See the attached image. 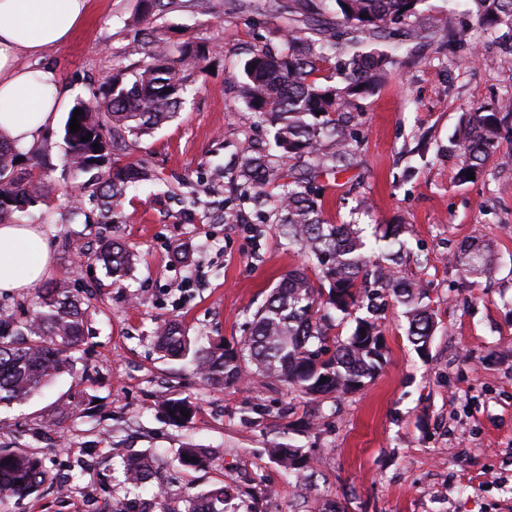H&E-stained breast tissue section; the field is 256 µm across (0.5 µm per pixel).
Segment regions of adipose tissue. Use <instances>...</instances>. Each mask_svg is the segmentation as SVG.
I'll list each match as a JSON object with an SVG mask.
<instances>
[{"mask_svg":"<svg viewBox=\"0 0 512 512\" xmlns=\"http://www.w3.org/2000/svg\"><path fill=\"white\" fill-rule=\"evenodd\" d=\"M89 12V0H0V139L39 145L60 97L52 71L27 58L65 44ZM51 252L33 224H0V291L24 293L49 272Z\"/></svg>","mask_w":512,"mask_h":512,"instance_id":"adipose-tissue-1","label":"adipose tissue"}]
</instances>
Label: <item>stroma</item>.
Returning a JSON list of instances; mask_svg holds the SVG:
<instances>
[{"mask_svg":"<svg viewBox=\"0 0 512 512\" xmlns=\"http://www.w3.org/2000/svg\"><path fill=\"white\" fill-rule=\"evenodd\" d=\"M213 2L146 22L139 0H92L70 39L40 61L71 105L143 59L146 25L172 45L214 48L192 72L177 117L129 148V159L155 178L129 189L117 223L69 222L63 192L30 210L28 223L51 249L48 281L90 297L93 313L83 364L27 403L0 406V442L38 453L47 470L39 490L5 512H108L117 500L147 512L151 495L129 496L112 456L117 446L156 456L172 512H184L188 494L232 480L247 491L229 501L230 512H512V124L475 181H458V160L448 153L462 113L512 96V52L486 39L464 6L423 0L424 30L393 50L385 81L358 102L350 168L314 180L328 222L359 225L367 242L384 225H405L396 269L426 289L438 321L427 355L414 351L406 318L388 304L379 320L387 363L357 392L313 398L257 374L213 388L191 359L161 358L153 332L174 320L191 339L234 346L280 278L304 261L278 225L234 198L224 172L243 142L274 149L269 125L239 99L234 78L252 49L281 47L293 21L307 17L302 0L288 13ZM462 30L469 39L461 48L443 44V34ZM65 120L58 115L24 160L54 164L50 177L61 189L70 183L58 168ZM203 178L212 192L185 223ZM103 237L139 255L122 287L71 247L77 238L94 249ZM478 238L495 244L499 269L475 286L452 258ZM181 398L197 407L185 425L163 408ZM61 401L73 414L45 429ZM188 443L207 449L205 468L180 464ZM280 443L307 452L311 478L288 476L270 457Z\"/></svg>","mask_w":512,"mask_h":512,"instance_id":"1","label":"stroma"}]
</instances>
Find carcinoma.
I'll use <instances>...</instances> for the list:
<instances>
[{"mask_svg":"<svg viewBox=\"0 0 512 512\" xmlns=\"http://www.w3.org/2000/svg\"><path fill=\"white\" fill-rule=\"evenodd\" d=\"M144 15L163 9L191 8L202 0H140ZM336 28L319 44L308 35V25L289 29L285 48H259L245 60L238 95L258 119L274 128L277 154H262L248 144L242 146L235 181L243 199H272L282 234L308 254L315 277L306 268L286 273L269 297L253 314L240 347L220 344L201 347L175 322H164L154 330V341L163 357L191 358L204 382L222 388L240 382L242 374L257 373L303 394L317 397L346 394L373 379L385 362L384 342L375 314L379 300L388 294L408 319V341L418 354L427 351L437 322L426 292L419 284L398 278L388 267L374 262L354 224H331L318 203L317 188L309 174L340 173L352 155L350 113L355 102L375 91L393 65V57L376 47L360 49L364 42H384L399 36H417L425 25L420 10L424 0H332ZM472 12L482 32L512 40V0H471ZM342 41L352 51L336 59L339 81L322 83L317 74L330 61L329 52ZM210 53L202 43L187 40L177 52L169 50L163 33H146L149 61L132 70L110 76L89 97L79 99L68 112L63 127L65 152L62 167L72 184L86 189L78 179L93 170L105 176L101 190L88 195L98 211V222L113 224L126 191L153 178L142 163L124 160L129 142L172 120L188 92L192 70ZM80 129L70 130L74 109ZM512 114V97L495 111L468 112L460 116L456 136L448 152L459 160L457 178L467 173L479 176L497 153L498 139L506 118ZM89 140H84V137ZM98 147H93V144ZM24 155L0 143V224H13L37 204H49L57 185L46 171L29 170L20 175ZM295 161L305 170L277 184L271 196L276 166ZM403 224L387 225L379 241L382 252L394 259V247L403 246ZM112 275V284L122 286L136 263L137 255L115 240L103 241L94 252ZM455 263L473 284L493 278L498 257L489 240H474L454 255ZM35 310L30 319L15 322L0 317V404L24 403L73 367L75 353L84 341V329L92 307L74 295L62 280L34 292ZM364 308L365 317L355 318L352 333L342 338L329 335L338 317ZM326 381H321V378ZM166 411L171 419L188 423L196 408L186 399H171ZM188 412L185 417L182 412ZM283 468L297 476L309 467L302 449L277 446L271 449ZM123 484L140 489L152 484L155 460L145 454L126 458L120 449ZM207 456L188 444L181 448L180 463L202 467ZM47 472L42 457L0 445V503L31 495L44 483ZM229 490L222 485L188 497L185 512H227Z\"/></svg>","mask_w":512,"mask_h":512,"instance_id":"obj_1","label":"carcinoma"}]
</instances>
